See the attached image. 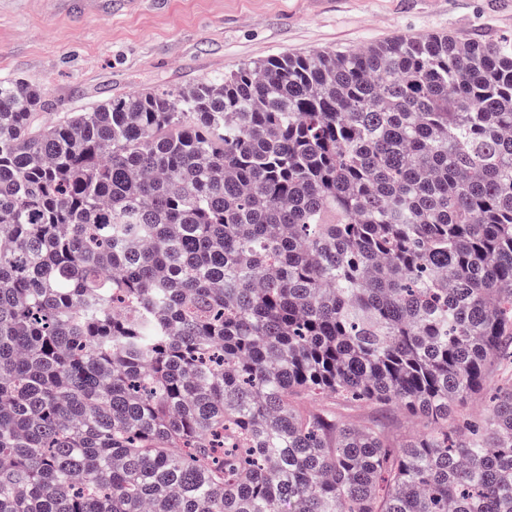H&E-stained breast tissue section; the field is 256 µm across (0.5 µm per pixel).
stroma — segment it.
<instances>
[{
  "label": "stroma",
  "mask_w": 512,
  "mask_h": 512,
  "mask_svg": "<svg viewBox=\"0 0 512 512\" xmlns=\"http://www.w3.org/2000/svg\"><path fill=\"white\" fill-rule=\"evenodd\" d=\"M512 39V0H0V79L45 88L41 122L134 91H173L281 52L396 35ZM393 442L426 429L397 407L322 399Z\"/></svg>",
  "instance_id": "1"
}]
</instances>
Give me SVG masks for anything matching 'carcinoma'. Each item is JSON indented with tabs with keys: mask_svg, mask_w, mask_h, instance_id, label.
<instances>
[{
	"mask_svg": "<svg viewBox=\"0 0 512 512\" xmlns=\"http://www.w3.org/2000/svg\"><path fill=\"white\" fill-rule=\"evenodd\" d=\"M45 97L0 80V512H512V376L448 429L512 364L511 42ZM509 370L511 371V368L507 369L503 367L497 369L494 373L493 382L483 392L472 396L456 409L454 408V411H452L448 418V427L454 428L463 418L477 417L482 414L489 403L490 396L498 380L501 379L502 376H506L508 373L510 374ZM298 404L305 408L325 406L335 410L344 420L356 426H370L376 420L385 423L386 432L393 443H398L409 437L422 433L426 423L415 416L400 410L395 406H376L361 403H346L336 401L331 397L322 400L299 399Z\"/></svg>",
	"mask_w": 512,
	"mask_h": 512,
	"instance_id": "obj_1",
	"label": "carcinoma"
}]
</instances>
